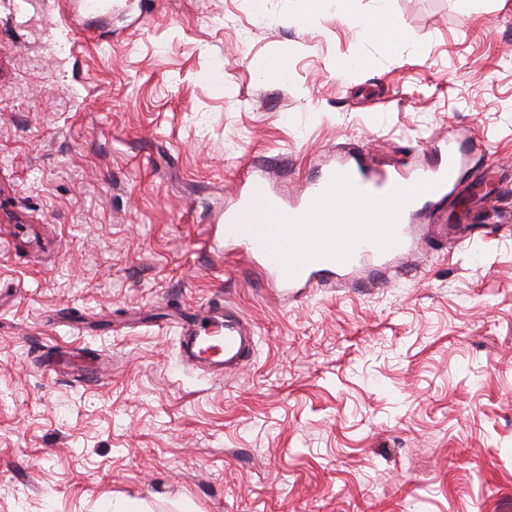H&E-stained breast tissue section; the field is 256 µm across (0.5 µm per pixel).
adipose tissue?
Here are the masks:
<instances>
[{"mask_svg":"<svg viewBox=\"0 0 512 512\" xmlns=\"http://www.w3.org/2000/svg\"><path fill=\"white\" fill-rule=\"evenodd\" d=\"M305 11L295 18L298 26L306 27L321 17L337 21L358 30L365 37L378 41L384 49H392L402 40V33L394 26L387 10L368 14L355 10L353 0H305Z\"/></svg>","mask_w":512,"mask_h":512,"instance_id":"adipose-tissue-1","label":"adipose tissue"}]
</instances>
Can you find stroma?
Here are the masks:
<instances>
[{
	"instance_id": "obj_1",
	"label": "stroma",
	"mask_w": 512,
	"mask_h": 512,
	"mask_svg": "<svg viewBox=\"0 0 512 512\" xmlns=\"http://www.w3.org/2000/svg\"><path fill=\"white\" fill-rule=\"evenodd\" d=\"M303 6L0 0V512H512V0H387L391 52ZM452 133L494 165L414 211L394 282L285 300L200 245L250 165L293 198ZM215 303L257 336L221 380L174 325ZM257 70L266 80H287L289 75L287 55L283 52H275L263 59L257 65Z\"/></svg>"
}]
</instances>
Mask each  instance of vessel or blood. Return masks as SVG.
<instances>
[{
	"mask_svg": "<svg viewBox=\"0 0 512 512\" xmlns=\"http://www.w3.org/2000/svg\"><path fill=\"white\" fill-rule=\"evenodd\" d=\"M464 161L460 150L452 146L444 160L412 177L368 172L352 155L323 167L294 200L270 190L264 169H248L233 203L224 210V246L259 266L271 286L285 293L336 277L345 279L365 269L391 268L394 259L410 253L417 244L415 228L408 219L420 203V183H427L434 197H450ZM341 188L379 195L385 223H337L326 204ZM270 210L283 213L285 222L244 221L247 215ZM253 344L250 324L229 307L207 306L201 316L181 324L184 365L206 369L216 378L237 372Z\"/></svg>",
	"mask_w": 512,
	"mask_h": 512,
	"instance_id": "obj_1",
	"label": "vessel or blood"
}]
</instances>
